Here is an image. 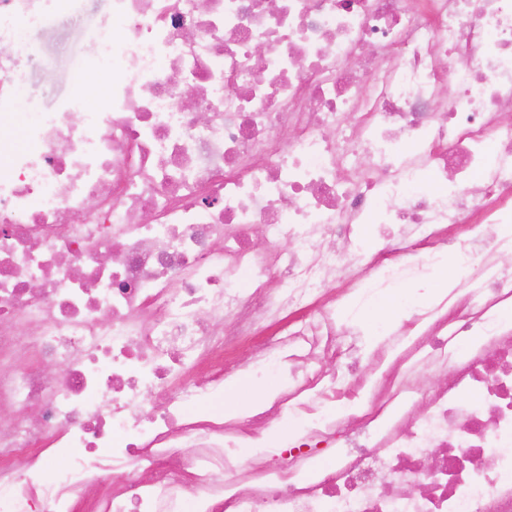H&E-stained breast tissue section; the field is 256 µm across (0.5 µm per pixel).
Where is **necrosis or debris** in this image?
<instances>
[{
  "label": "necrosis or debris",
  "instance_id": "necrosis-or-debris-1",
  "mask_svg": "<svg viewBox=\"0 0 512 512\" xmlns=\"http://www.w3.org/2000/svg\"><path fill=\"white\" fill-rule=\"evenodd\" d=\"M64 3L0 0V132L12 25ZM93 49L94 101L0 150V512H512V0H112ZM455 226L469 261L382 326L381 379L320 369L356 349L340 300ZM235 345L288 368L273 411L191 418ZM283 412L302 435L236 460Z\"/></svg>",
  "mask_w": 512,
  "mask_h": 512
}]
</instances>
